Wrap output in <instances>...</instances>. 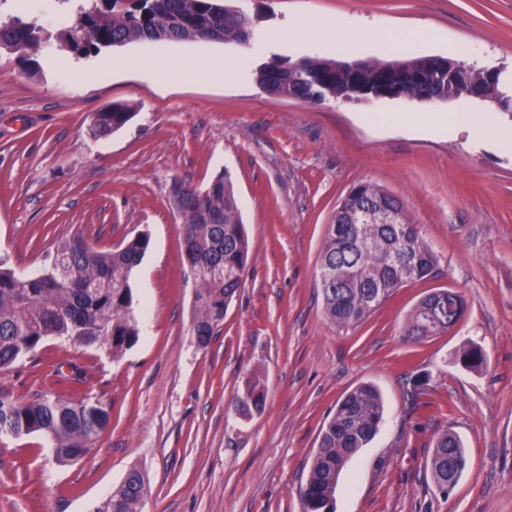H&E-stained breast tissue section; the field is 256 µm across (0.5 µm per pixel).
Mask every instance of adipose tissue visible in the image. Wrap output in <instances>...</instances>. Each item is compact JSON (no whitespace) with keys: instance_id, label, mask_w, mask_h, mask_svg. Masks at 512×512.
Returning <instances> with one entry per match:
<instances>
[{"instance_id":"1","label":"adipose tissue","mask_w":512,"mask_h":512,"mask_svg":"<svg viewBox=\"0 0 512 512\" xmlns=\"http://www.w3.org/2000/svg\"><path fill=\"white\" fill-rule=\"evenodd\" d=\"M311 33L319 38H336L344 46L372 35L390 46L409 47L431 36L430 30L410 28H379L370 34L359 24L338 18L320 17L300 19L281 31L267 33L258 42L257 47L263 50L273 43L287 44ZM156 68L176 80L207 78L230 82L237 80L242 73L238 59L232 57L221 64L209 60L189 64L182 58L171 56L158 61ZM428 130L438 135L469 131L492 139L501 150L512 152V128L497 126L490 116L484 114L439 112L433 115Z\"/></svg>"}]
</instances>
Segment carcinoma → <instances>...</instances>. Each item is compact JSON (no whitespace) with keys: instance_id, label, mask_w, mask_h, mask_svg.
I'll use <instances>...</instances> for the list:
<instances>
[{"instance_id":"carcinoma-1","label":"carcinoma","mask_w":512,"mask_h":512,"mask_svg":"<svg viewBox=\"0 0 512 512\" xmlns=\"http://www.w3.org/2000/svg\"><path fill=\"white\" fill-rule=\"evenodd\" d=\"M250 17L224 0H83L75 18L66 21L59 42L76 53L90 54L133 42H224L241 44V30ZM41 29L18 17L0 24V51L22 57L42 50ZM426 56L389 57L364 62L362 80H390L404 70L423 66ZM346 61L335 55L272 60L254 72L268 94L319 105L328 98L351 96ZM469 81L442 80L430 89L433 102L473 96L483 83V69L463 62ZM135 116L129 101L114 102L93 114L90 134L102 138L122 129ZM170 195L182 224L183 258L198 281L193 325L199 346H207L214 329L244 284L250 242L242 223L230 175L218 174L205 188L176 181ZM344 198L343 213L328 225L320 253L319 287L324 313L339 326L363 322L397 289L435 276L437 256L407 217L404 203L380 187L361 183ZM383 202L398 212V224L356 222L350 215L353 198ZM150 246L139 234L115 250L92 247L80 234L61 239L52 263L40 279L20 283L0 258V372L10 370L51 338L80 346L106 344L117 355L139 339L132 308L131 280ZM463 303L435 291L414 307L403 336L418 341L454 325ZM459 362L471 370L485 364L476 343L459 351ZM265 392L254 384L236 398L234 409L250 414L264 407ZM110 421L109 408L99 401L39 397L18 402L0 393V430L49 438L64 462L85 458ZM383 421L380 393L360 385L337 404L322 429L308 478L300 488L304 512H335V493L347 460L365 447ZM466 455L455 435L443 432L430 458V471L443 493L454 488L466 467ZM145 486L130 471L95 512H141Z\"/></svg>"}]
</instances>
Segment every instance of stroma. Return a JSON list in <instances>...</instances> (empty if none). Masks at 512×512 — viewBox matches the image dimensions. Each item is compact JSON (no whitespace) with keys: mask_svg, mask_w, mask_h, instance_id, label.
<instances>
[{"mask_svg":"<svg viewBox=\"0 0 512 512\" xmlns=\"http://www.w3.org/2000/svg\"><path fill=\"white\" fill-rule=\"evenodd\" d=\"M0 0V19L22 17L52 43L24 61L0 53V257L25 274L48 266L55 242L83 235L100 250L137 234L150 248L134 273L135 345L46 340L0 373V392L27 401L65 393L108 405L111 421L84 459L62 462L41 437L0 440V512H94L130 470L145 484L142 512H304V484L336 403L374 385L384 420L344 466L336 512H512V153L462 132L437 137L363 122L368 112L492 114L512 111L464 97L448 103L331 98L317 107L271 97L261 64L305 56L260 54L220 42H136L90 55L55 37L76 0L23 10ZM256 27L343 14L368 27L427 28L419 55L455 54L512 70V0H234ZM239 52L232 84L173 82L153 63L177 55ZM138 61L135 69L110 61ZM131 101L135 117L107 138L89 135L95 112ZM229 173L251 243L240 294L207 347L193 335L196 283L182 260L181 224L169 202L180 180L206 186ZM401 198L435 251V277L399 288L367 320L340 327L316 282L328 224L357 184ZM462 296L449 331L402 336L414 306L437 289ZM486 364L463 367L465 343ZM77 364L82 382L61 383ZM259 383L261 411L232 401ZM420 389L419 407L410 393ZM459 437L467 468L449 493L427 463L437 436Z\"/></svg>","mask_w":512,"mask_h":512,"instance_id":"stroma-1","label":"stroma"}]
</instances>
